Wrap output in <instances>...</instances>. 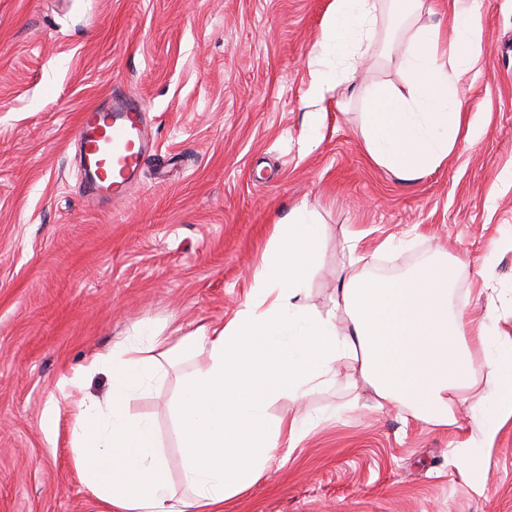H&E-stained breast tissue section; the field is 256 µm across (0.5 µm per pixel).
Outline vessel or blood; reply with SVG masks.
<instances>
[{
    "label": "vessel or blood",
    "instance_id": "obj_1",
    "mask_svg": "<svg viewBox=\"0 0 512 512\" xmlns=\"http://www.w3.org/2000/svg\"><path fill=\"white\" fill-rule=\"evenodd\" d=\"M75 145L84 196L109 208L128 197L157 140L141 100L116 88L80 112Z\"/></svg>",
    "mask_w": 512,
    "mask_h": 512
}]
</instances>
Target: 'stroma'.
Masks as SVG:
<instances>
[{
	"instance_id": "1",
	"label": "stroma",
	"mask_w": 512,
	"mask_h": 512,
	"mask_svg": "<svg viewBox=\"0 0 512 512\" xmlns=\"http://www.w3.org/2000/svg\"><path fill=\"white\" fill-rule=\"evenodd\" d=\"M332 2L0 0V512H99L69 444L73 398L108 388L84 366L143 327L169 336L222 325L274 224L300 201L327 226L309 283L318 310L336 297L345 233L363 235L376 275L393 272L374 249L394 236L406 261L440 246L463 259L455 303L494 302L512 335V182L502 177L512 169V0H477L483 55L455 86L454 147L412 184L369 157L364 98L401 86L402 50L419 27L442 23L450 42L448 0H424L407 18L383 0L371 49L316 105L308 61ZM116 86L145 103L160 153L106 210L79 193L74 139L78 113ZM190 369L131 404L155 420L175 480L170 403ZM351 396L340 380L274 403L272 415L322 421L224 512H512V423L483 461L479 493L453 462L456 431L365 397L350 409Z\"/></svg>"
}]
</instances>
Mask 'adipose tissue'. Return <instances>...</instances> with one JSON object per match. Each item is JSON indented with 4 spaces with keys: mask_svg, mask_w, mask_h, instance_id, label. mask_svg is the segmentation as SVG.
Masks as SVG:
<instances>
[{
    "mask_svg": "<svg viewBox=\"0 0 512 512\" xmlns=\"http://www.w3.org/2000/svg\"><path fill=\"white\" fill-rule=\"evenodd\" d=\"M377 0H333L310 59L311 98L323 100L335 76L329 61L353 59L370 47ZM449 58L440 30L420 28L401 61L405 91L382 87L368 100L366 150L400 180L415 181L447 160L460 123L454 85L483 53L481 27L468 0H453ZM325 226L307 202L274 226L249 294L220 327L186 336L142 332L97 355L87 370L109 379L103 398H79L71 412L74 469L102 512H222L261 481L278 449H295L318 420L277 417L269 407L344 378L377 406L439 428L456 425L462 392L475 398L472 425L458 443L463 473L483 491L481 465L512 421V338L497 309L453 304L458 258L421 255L394 277L357 271L362 236L345 237L347 258L332 309L307 303L308 280L322 257ZM194 369L179 380L171 437L182 457L173 484L153 419L131 402L163 383L179 363Z\"/></svg>",
    "mask_w": 512,
    "mask_h": 512,
    "instance_id": "1",
    "label": "adipose tissue"
}]
</instances>
